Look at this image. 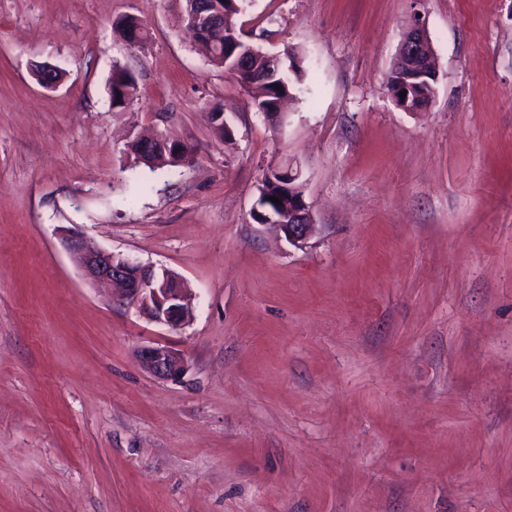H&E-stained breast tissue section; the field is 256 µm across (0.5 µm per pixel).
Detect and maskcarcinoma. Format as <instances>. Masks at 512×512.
Listing matches in <instances>:
<instances>
[{
  "label": "carcinoma",
  "mask_w": 512,
  "mask_h": 512,
  "mask_svg": "<svg viewBox=\"0 0 512 512\" xmlns=\"http://www.w3.org/2000/svg\"><path fill=\"white\" fill-rule=\"evenodd\" d=\"M246 2L248 0H226L224 25L208 33L205 42L212 46L210 57L212 64L237 80L238 84L248 92L258 111L276 112L279 101L292 95L294 90L292 78H301V58L295 53H289L286 55L288 65L285 66L278 56L261 49L256 53L249 51L253 43L244 40L236 28L230 24L232 18L245 11ZM136 26L142 27L143 38H148L147 27L140 19L133 16H125L115 21L113 32L123 38L128 29ZM110 89L112 90V108L121 110L133 102L137 96L136 78L130 71L116 66L113 68ZM177 143L178 140L168 134L161 141L136 136L127 145L126 153L131 156L134 164H143L149 168L163 165L176 167L192 163L194 149L184 145L177 151L175 150ZM287 184L290 185L289 193L278 194V191ZM303 195L301 181L290 184L285 176L271 168L259 188V196H261L259 211L252 212V218L255 223L262 224L267 221L266 215L270 212L280 214L285 210L288 197L299 198ZM271 197L279 199V202L269 201Z\"/></svg>",
  "instance_id": "obj_1"
}]
</instances>
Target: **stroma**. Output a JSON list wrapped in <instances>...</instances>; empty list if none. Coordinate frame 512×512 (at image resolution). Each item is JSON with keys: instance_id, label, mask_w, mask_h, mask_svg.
<instances>
[{"instance_id": "35a3bbf8", "label": "stroma", "mask_w": 512, "mask_h": 512, "mask_svg": "<svg viewBox=\"0 0 512 512\" xmlns=\"http://www.w3.org/2000/svg\"><path fill=\"white\" fill-rule=\"evenodd\" d=\"M181 14L0 0V512H512V0H252L245 40L302 56L278 130ZM417 17L439 75L406 112L386 79ZM153 125L194 163L133 166ZM289 162L300 246L251 216ZM64 227L178 274L192 320L101 294ZM157 344L182 381L140 368ZM111 83L113 109L121 110L134 101L137 96V81L130 71L123 67H114ZM138 360L145 371L163 380L182 379L189 370L183 354L165 346H143L137 352Z\"/></svg>"}]
</instances>
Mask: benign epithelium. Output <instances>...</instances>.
<instances>
[{"label": "benign epithelium", "mask_w": 512, "mask_h": 512, "mask_svg": "<svg viewBox=\"0 0 512 512\" xmlns=\"http://www.w3.org/2000/svg\"><path fill=\"white\" fill-rule=\"evenodd\" d=\"M398 57L417 75L438 80L436 59L422 21H414L400 44ZM57 72L58 67L42 64L33 74L42 87L53 88L60 82ZM269 222L293 245L305 243L315 228L310 206L304 200H288V215H278ZM60 238L65 249L79 256L86 278L98 287L117 290V301L134 305L151 321L172 328L190 321V289L177 274L92 247L76 229L61 230ZM137 356L143 369L159 379L180 380L189 370L184 355L169 347L143 346Z\"/></svg>", "instance_id": "1"}]
</instances>
